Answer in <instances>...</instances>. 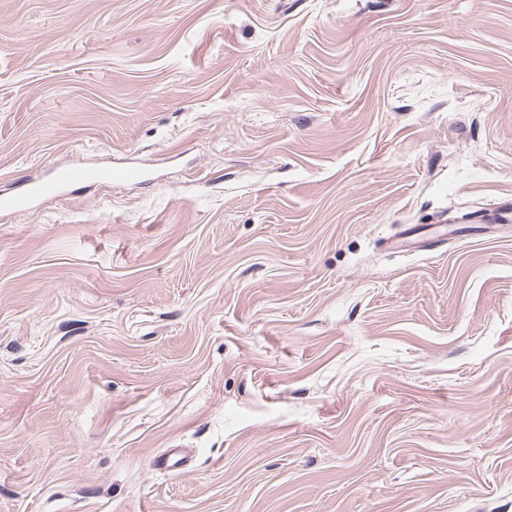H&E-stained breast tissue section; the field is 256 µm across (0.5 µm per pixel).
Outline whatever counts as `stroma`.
Instances as JSON below:
<instances>
[{"instance_id": "1", "label": "stroma", "mask_w": 512, "mask_h": 512, "mask_svg": "<svg viewBox=\"0 0 512 512\" xmlns=\"http://www.w3.org/2000/svg\"><path fill=\"white\" fill-rule=\"evenodd\" d=\"M123 163L0 211V512H512V0H0V198ZM142 177V171L131 165L110 167L106 170L58 166L48 180L30 182L24 193L0 199V209L25 211L34 199L58 197L65 188L76 183L101 179L109 184L124 185L137 183Z\"/></svg>"}]
</instances>
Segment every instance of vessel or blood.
<instances>
[{
    "mask_svg": "<svg viewBox=\"0 0 512 512\" xmlns=\"http://www.w3.org/2000/svg\"><path fill=\"white\" fill-rule=\"evenodd\" d=\"M143 177L138 167L131 165L116 166L105 170H92L70 166L54 169L46 180L30 182L24 193L0 199V209L21 212L27 210L34 199L54 198L70 185L90 180H104L109 184H133Z\"/></svg>",
    "mask_w": 512,
    "mask_h": 512,
    "instance_id": "b4317fda",
    "label": "vessel or blood"
}]
</instances>
